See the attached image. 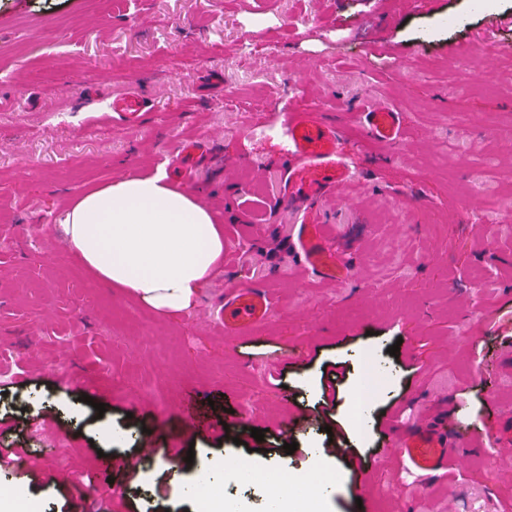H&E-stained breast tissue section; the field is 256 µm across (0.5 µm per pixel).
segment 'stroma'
<instances>
[{"instance_id": "35a3bbf8", "label": "stroma", "mask_w": 512, "mask_h": 512, "mask_svg": "<svg viewBox=\"0 0 512 512\" xmlns=\"http://www.w3.org/2000/svg\"><path fill=\"white\" fill-rule=\"evenodd\" d=\"M133 95L138 128L110 116ZM276 103L341 127L355 176L312 212L347 281L295 249L281 141L256 134ZM377 103L402 114L396 146L345 119ZM510 128L512 0H0V448L38 452L41 474L0 469L12 512H200L173 490L227 452L262 474L325 470L330 512H512V465L491 457L427 481L376 463L388 430L440 408L465 434L512 421ZM182 140L203 151L177 185L219 216L224 260L192 310L163 315L95 282L58 226ZM248 286L271 312L225 337L219 301ZM368 350L381 388L352 431Z\"/></svg>"}]
</instances>
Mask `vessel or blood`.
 <instances>
[{
    "mask_svg": "<svg viewBox=\"0 0 512 512\" xmlns=\"http://www.w3.org/2000/svg\"><path fill=\"white\" fill-rule=\"evenodd\" d=\"M369 136L391 144L401 135L398 109L373 104L357 115ZM288 145L284 155L293 163L292 189L289 196L298 205L300 219L297 234L298 253L322 280H342L346 273L334 253L323 244L321 225L308 223L305 215L311 202L328 192L345 186L351 180L347 166L339 159L340 139L337 129L314 112H292L287 120ZM269 315V300L260 288L229 290L221 306V321L226 335L233 336ZM478 434L483 447L512 446V426H485ZM455 436V422L450 414H437L427 424H416L404 430L398 446L402 457L423 478H433L452 464V450L463 447Z\"/></svg>",
    "mask_w": 512,
    "mask_h": 512,
    "instance_id": "obj_1",
    "label": "vessel or blood"
}]
</instances>
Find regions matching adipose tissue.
Instances as JSON below:
<instances>
[{
  "mask_svg": "<svg viewBox=\"0 0 512 512\" xmlns=\"http://www.w3.org/2000/svg\"><path fill=\"white\" fill-rule=\"evenodd\" d=\"M61 231L67 249L96 280L166 315L193 308L224 256L217 215L162 169L83 193L68 206ZM270 496L273 512L298 501L305 512H326L329 488L276 478Z\"/></svg>",
  "mask_w": 512,
  "mask_h": 512,
  "instance_id": "ef3b65f1",
  "label": "adipose tissue"
}]
</instances>
